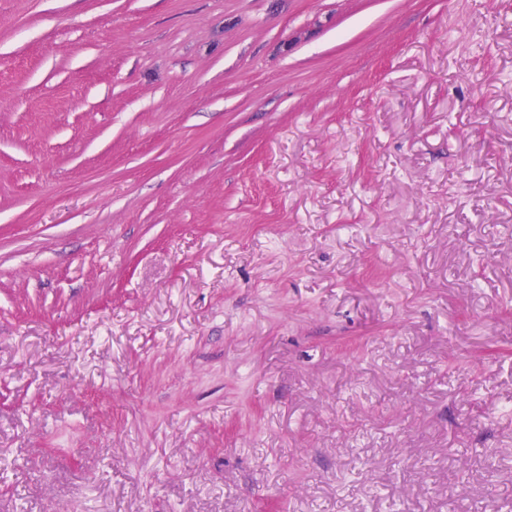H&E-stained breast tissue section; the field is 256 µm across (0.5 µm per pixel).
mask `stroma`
Instances as JSON below:
<instances>
[{"label": "stroma", "mask_w": 512, "mask_h": 512, "mask_svg": "<svg viewBox=\"0 0 512 512\" xmlns=\"http://www.w3.org/2000/svg\"><path fill=\"white\" fill-rule=\"evenodd\" d=\"M492 501L512 0H0V512Z\"/></svg>", "instance_id": "obj_1"}]
</instances>
